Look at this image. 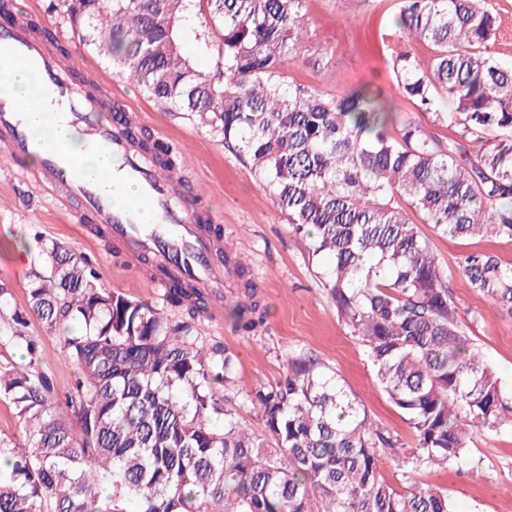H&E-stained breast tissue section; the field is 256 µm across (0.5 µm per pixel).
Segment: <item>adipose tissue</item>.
I'll use <instances>...</instances> for the list:
<instances>
[{"label": "adipose tissue", "instance_id": "obj_1", "mask_svg": "<svg viewBox=\"0 0 512 512\" xmlns=\"http://www.w3.org/2000/svg\"><path fill=\"white\" fill-rule=\"evenodd\" d=\"M31 70L21 64H10L0 68V87H5L9 93L25 108L33 113H48L49 107L41 88L35 87L31 80ZM35 137L48 141L50 146L61 149L68 158L76 161L89 175L110 180L113 195L123 201L136 197L134 186L119 180H111L112 162L101 149L90 146L86 140L75 131H67L61 137H53L51 130L42 124L35 125Z\"/></svg>", "mask_w": 512, "mask_h": 512}]
</instances>
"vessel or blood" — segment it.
Listing matches in <instances>:
<instances>
[{
    "label": "vessel or blood",
    "mask_w": 512,
    "mask_h": 512,
    "mask_svg": "<svg viewBox=\"0 0 512 512\" xmlns=\"http://www.w3.org/2000/svg\"><path fill=\"white\" fill-rule=\"evenodd\" d=\"M0 56L45 75L57 112L54 123L78 130L91 145L111 157L115 175L136 185L137 199L116 200L108 186L89 179L83 169L59 149L44 148L38 170L25 172L26 180L46 189L63 208L78 205V217L104 225L115 240L134 244L136 254L154 256L157 264L179 277L211 288L224 281V269L213 260L218 245L210 213L191 212L175 204L178 182L159 176L155 163L126 135V124L106 120L104 101L76 91L62 76L59 62L24 29L0 36ZM36 145L30 117L11 97L0 96V149L10 158L28 154ZM151 222H144L143 211Z\"/></svg>",
    "instance_id": "1"
}]
</instances>
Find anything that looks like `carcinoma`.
I'll list each match as a JSON object with an SVG mask.
<instances>
[{"label":"carcinoma","instance_id":"obj_1","mask_svg":"<svg viewBox=\"0 0 512 512\" xmlns=\"http://www.w3.org/2000/svg\"><path fill=\"white\" fill-rule=\"evenodd\" d=\"M306 0H52L85 48L150 97L221 135L269 189L308 254L326 257L324 287L364 346L376 379L407 418L415 447L374 425L319 359L287 354L286 374L251 391L265 435L243 429L232 401L236 365L222 347L193 340L213 317L208 289L172 278L162 303L98 287L89 262L67 246L41 247L28 309L0 283V337L25 344L29 361L0 355V398L23 424L0 437V512H456L448 493L398 490L380 464L446 467L465 458L482 429L512 430V387L482 359L453 302L459 275L512 314V264L467 254L442 266L410 219L439 237L512 240V66L489 50L487 0H401L400 38L433 50L428 66L409 50L389 60L399 95L457 129L443 142L393 106L380 87L327 97L287 83ZM198 13L221 29V64L199 72L179 25ZM494 133L492 139L486 135ZM167 176L169 150L128 127ZM471 153L464 143H485ZM224 311L235 330L256 331L266 312L256 283ZM187 319L174 321L167 310ZM64 336L76 368L68 406L36 368L29 314ZM81 327L69 333L70 324ZM224 394L216 395V389Z\"/></svg>","mask_w":512,"mask_h":512}]
</instances>
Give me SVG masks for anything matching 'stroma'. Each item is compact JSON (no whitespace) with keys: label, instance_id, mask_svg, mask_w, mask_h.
<instances>
[{"label":"stroma","instance_id":"35a3bbf8","mask_svg":"<svg viewBox=\"0 0 512 512\" xmlns=\"http://www.w3.org/2000/svg\"><path fill=\"white\" fill-rule=\"evenodd\" d=\"M6 2L13 23L33 26L35 37L48 38L71 72L95 70L107 87L139 111L141 127L172 149L175 178L186 193L197 196L215 223L223 225L234 261L251 271L267 314L264 327L243 334L219 314L194 329L197 344L221 346L238 358L235 405L242 427L262 432V421L247 399L249 391L275 383L283 374L286 354L304 350L340 376L377 425L413 447L412 431L376 383L364 346L337 316L323 286L322 263L309 262L305 243L292 234L287 215L276 208L263 182L225 149L220 136L169 112L80 45L69 25L49 11V0ZM398 12L399 0H307L301 20L305 44L285 69V80L332 96L369 84L393 92L387 59L404 47L394 26ZM182 36L183 48L197 68L213 74L219 61L218 29L197 18ZM37 167V162L14 160L0 151V281L12 289V306L25 307L31 268L41 244L52 241L87 257L100 287L135 300L161 301V289L151 285L150 267L131 265L126 245L104 237L85 241L75 228V216L57 208L45 191L21 180L20 171ZM419 230L432 236L433 248L446 266L457 267L470 252L490 253L512 264V240L436 238L426 224ZM451 292L467 335L502 380L512 384V315L483 300L461 279L453 280ZM27 333L39 345V367L53 383L57 411L71 417L67 396L75 368L65 355L62 337L46 333L34 316ZM383 473L399 488L447 490L457 512H512V431L485 432L468 460L445 468L405 473L387 465Z\"/></svg>","mask_w":512,"mask_h":512}]
</instances>
